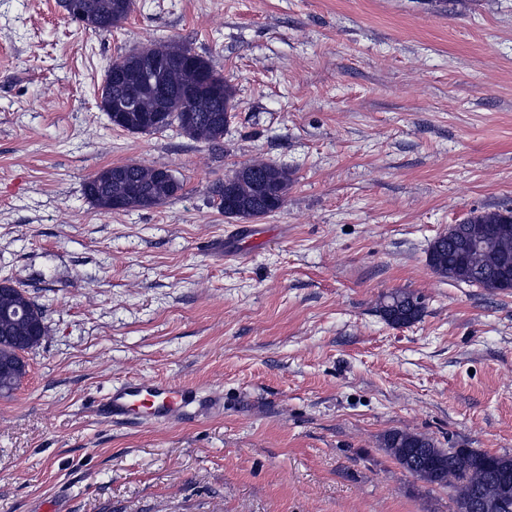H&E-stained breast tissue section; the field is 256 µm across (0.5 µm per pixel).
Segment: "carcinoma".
Segmentation results:
<instances>
[{
  "label": "carcinoma",
  "instance_id": "cac0c4a2",
  "mask_svg": "<svg viewBox=\"0 0 512 512\" xmlns=\"http://www.w3.org/2000/svg\"><path fill=\"white\" fill-rule=\"evenodd\" d=\"M134 0H81L77 21L95 33L109 32L132 12ZM166 63L157 75L158 84L170 89L159 93L157 84L130 85L120 75L138 69L145 58ZM136 100L139 111L115 112L113 105ZM101 108L109 122L132 134H150L177 128L184 135L213 148L221 146L224 133L235 118L236 91L209 60L187 43L159 40L112 61L101 85ZM232 200H227L224 182L209 191L224 215L237 220L259 219L281 210L287 200L292 172L275 162L243 163L230 172ZM182 189L176 176H165L162 168L137 163L117 164L100 170L83 185V194L94 206L112 210L151 209L174 199ZM478 224L491 243L466 250L461 241L467 229ZM512 211L481 212L453 224L430 245L428 263L441 276L494 290V282L505 277L512 288ZM379 312L394 326H405L422 316L420 298L406 290L382 297ZM0 321L10 326L9 337L0 333V366H20L10 376L0 372V395L17 390L28 370L24 354L42 344L48 335L42 307L27 291L6 280L0 284ZM383 448L413 476L452 490L455 512H512V457L493 455L471 448L453 453L438 447L426 435L402 430L387 433Z\"/></svg>",
  "mask_w": 512,
  "mask_h": 512
}]
</instances>
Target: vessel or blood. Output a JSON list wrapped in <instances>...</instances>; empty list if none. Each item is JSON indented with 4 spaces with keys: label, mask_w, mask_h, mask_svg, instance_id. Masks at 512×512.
Here are the masks:
<instances>
[{
    "label": "vessel or blood",
    "mask_w": 512,
    "mask_h": 512,
    "mask_svg": "<svg viewBox=\"0 0 512 512\" xmlns=\"http://www.w3.org/2000/svg\"><path fill=\"white\" fill-rule=\"evenodd\" d=\"M194 399L191 389L169 380H126L112 386L100 400L98 412L115 421L165 424L186 418V408Z\"/></svg>",
    "instance_id": "obj_1"
}]
</instances>
